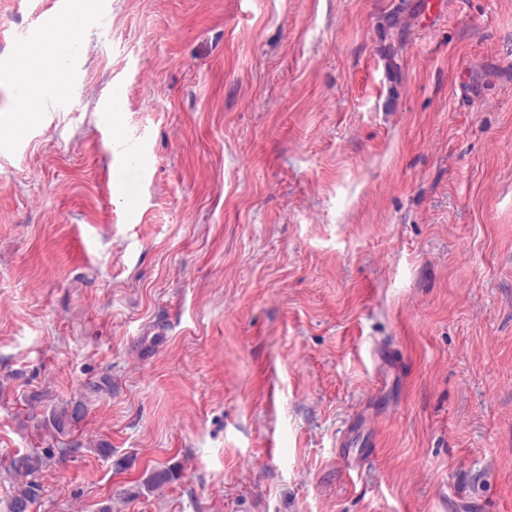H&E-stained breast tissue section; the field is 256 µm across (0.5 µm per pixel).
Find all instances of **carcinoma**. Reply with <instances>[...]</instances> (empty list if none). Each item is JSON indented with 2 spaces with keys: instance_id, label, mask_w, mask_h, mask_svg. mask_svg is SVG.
Listing matches in <instances>:
<instances>
[{
  "instance_id": "cac0c4a2",
  "label": "carcinoma",
  "mask_w": 512,
  "mask_h": 512,
  "mask_svg": "<svg viewBox=\"0 0 512 512\" xmlns=\"http://www.w3.org/2000/svg\"><path fill=\"white\" fill-rule=\"evenodd\" d=\"M87 407L84 401H71L52 410L45 426L57 435H66L84 419ZM80 448H36L25 454H16L9 462L7 472L14 477L13 492L7 501V512H33L43 491L42 476L47 465L56 455L77 453Z\"/></svg>"
}]
</instances>
